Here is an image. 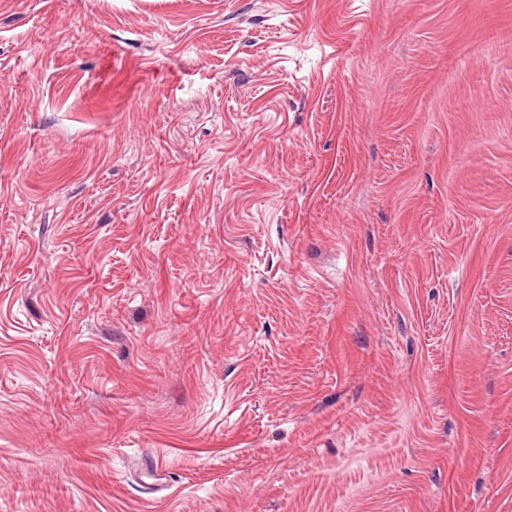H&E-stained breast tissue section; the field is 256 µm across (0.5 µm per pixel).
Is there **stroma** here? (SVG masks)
<instances>
[{"mask_svg": "<svg viewBox=\"0 0 512 512\" xmlns=\"http://www.w3.org/2000/svg\"><path fill=\"white\" fill-rule=\"evenodd\" d=\"M0 512H512V0H0Z\"/></svg>", "mask_w": 512, "mask_h": 512, "instance_id": "1", "label": "stroma"}]
</instances>
